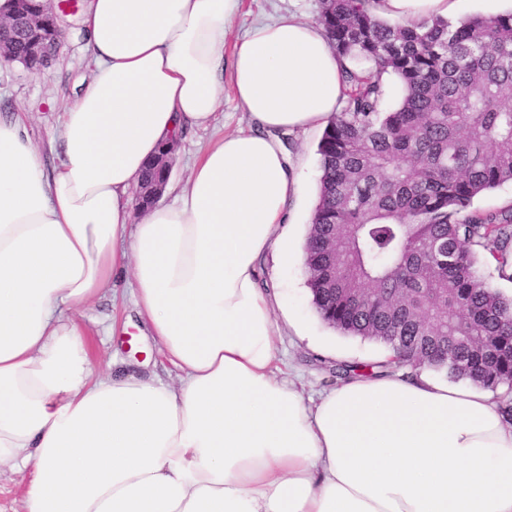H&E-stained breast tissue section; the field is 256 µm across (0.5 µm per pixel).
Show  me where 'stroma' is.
Returning <instances> with one entry per match:
<instances>
[{
  "mask_svg": "<svg viewBox=\"0 0 512 512\" xmlns=\"http://www.w3.org/2000/svg\"><path fill=\"white\" fill-rule=\"evenodd\" d=\"M88 3L89 0H75L74 7L61 14L64 40L56 61L46 74L31 73L17 63L0 65V117L21 118L51 168L59 163L60 149L53 146L52 139L59 129L60 116L82 92L93 68L85 51L86 36L80 24ZM319 7V0H242L241 12L230 35L242 36L248 25L261 17L294 15L313 22ZM247 124L246 112L232 91H225L214 125L182 135L174 155L171 184L178 186L185 182L194 158L209 142ZM322 134V129L313 128L293 131L283 137L290 162L299 175V192L289 207V221L299 243L306 238L318 203V144ZM259 271L261 284L267 288L274 308H287L290 317L299 321L294 327L287 319L280 320L277 357L280 367L296 376L308 394L315 395L336 385L332 372L336 363H371L386 355L384 346L343 335L322 321L307 286L303 259L282 267L270 250L261 256ZM131 291V281L119 277L114 280L110 294L80 308L83 319L96 324L100 331L94 364L102 366L109 356L115 355L128 362L142 363L145 372L168 378L156 341L146 336L145 326L133 324L137 314Z\"/></svg>",
  "mask_w": 512,
  "mask_h": 512,
  "instance_id": "obj_1",
  "label": "stroma"
}]
</instances>
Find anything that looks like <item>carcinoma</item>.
<instances>
[{"label": "carcinoma", "mask_w": 512, "mask_h": 512, "mask_svg": "<svg viewBox=\"0 0 512 512\" xmlns=\"http://www.w3.org/2000/svg\"><path fill=\"white\" fill-rule=\"evenodd\" d=\"M374 0H320L318 22L347 60L346 99L318 145L319 201L304 247L320 318L388 356L338 363L340 379L424 365L501 395L512 417V296L478 271L479 252L502 279L512 207L470 210L512 181V12L452 22L390 24ZM403 94L386 110L385 83ZM167 180L153 162L136 200Z\"/></svg>", "instance_id": "obj_1"}]
</instances>
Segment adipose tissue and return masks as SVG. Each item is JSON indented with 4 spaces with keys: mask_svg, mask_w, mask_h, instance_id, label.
<instances>
[{
    "mask_svg": "<svg viewBox=\"0 0 512 512\" xmlns=\"http://www.w3.org/2000/svg\"><path fill=\"white\" fill-rule=\"evenodd\" d=\"M461 0H377L406 24ZM240 0H90L95 69L46 171L0 119V467L30 468L25 512H512V420L491 391L425 369L352 378L316 398L279 376L258 261L295 258L298 192L277 134L327 126L343 61L323 28L253 21ZM232 88L252 125L210 142L133 221L145 166L212 124ZM129 271L177 378L91 363L71 314Z\"/></svg>",
    "mask_w": 512,
    "mask_h": 512,
    "instance_id": "1",
    "label": "adipose tissue"
}]
</instances>
